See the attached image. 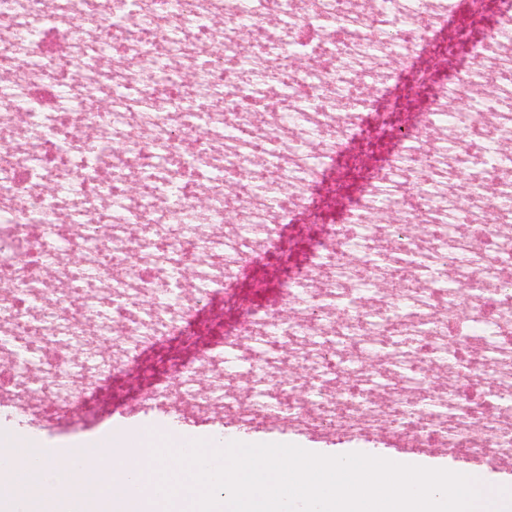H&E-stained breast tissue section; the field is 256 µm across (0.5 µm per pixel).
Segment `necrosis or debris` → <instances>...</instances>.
I'll return each instance as SVG.
<instances>
[{"label":"necrosis or debris","mask_w":512,"mask_h":512,"mask_svg":"<svg viewBox=\"0 0 512 512\" xmlns=\"http://www.w3.org/2000/svg\"><path fill=\"white\" fill-rule=\"evenodd\" d=\"M491 15L511 25L512 0H252L246 60L238 0H0V355L14 381L55 414L87 407L82 380L111 377L88 343L124 344L131 360L167 338L194 346L199 307L217 292L237 307L236 272L271 255L295 316L279 323L275 303L240 309L198 356L230 360L249 398L219 376L207 404L248 424L275 403L341 437L384 431L512 461V209L500 204L512 155L495 153L512 142V49L475 40ZM300 48L319 66L296 67ZM460 57L462 73L428 89L430 62ZM491 76L498 95L473 97ZM362 82L374 96H359ZM292 112L306 114L303 129H270ZM460 180L462 199L448 191ZM204 188L209 223L233 209L241 229L198 234L187 216ZM382 206L397 214L388 232L370 221ZM410 224L428 225L427 239ZM188 255L196 300L173 319L154 298L182 294L170 275ZM390 281L399 298L375 291ZM123 309L137 319L119 331ZM274 322L314 376L304 399L273 375L278 351L259 331ZM431 359L454 373L448 390L432 386Z\"/></svg>","instance_id":"necrosis-or-debris-1"}]
</instances>
